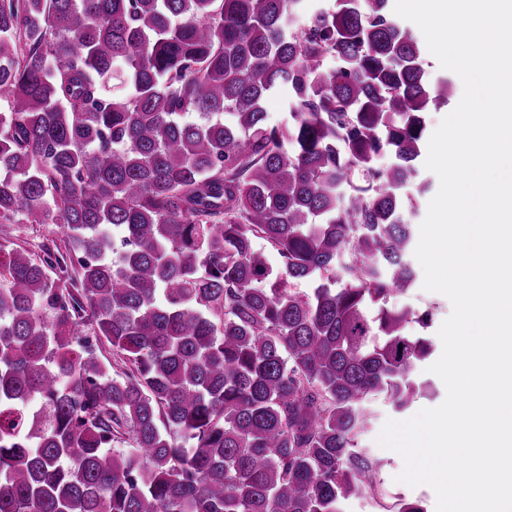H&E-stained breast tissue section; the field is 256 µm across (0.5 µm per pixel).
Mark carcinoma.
<instances>
[{
  "instance_id": "carcinoma-1",
  "label": "carcinoma",
  "mask_w": 512,
  "mask_h": 512,
  "mask_svg": "<svg viewBox=\"0 0 512 512\" xmlns=\"http://www.w3.org/2000/svg\"><path fill=\"white\" fill-rule=\"evenodd\" d=\"M388 5L0 0V224L63 236L0 242V512H425L358 448L435 348L390 299L451 83ZM58 228L54 224H2L0 225V242L5 239L18 242V238L29 242V247L35 253H40L43 243L51 240L59 242Z\"/></svg>"
}]
</instances>
